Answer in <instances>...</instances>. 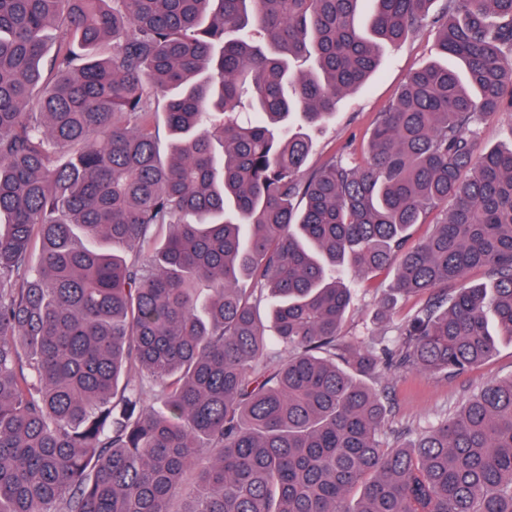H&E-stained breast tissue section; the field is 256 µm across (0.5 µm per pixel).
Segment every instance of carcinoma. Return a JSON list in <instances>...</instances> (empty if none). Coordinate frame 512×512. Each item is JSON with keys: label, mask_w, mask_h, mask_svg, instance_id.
<instances>
[{"label": "carcinoma", "mask_w": 512, "mask_h": 512, "mask_svg": "<svg viewBox=\"0 0 512 512\" xmlns=\"http://www.w3.org/2000/svg\"><path fill=\"white\" fill-rule=\"evenodd\" d=\"M435 2L0 0V512H512V377L386 428L399 373L512 338V145L474 158L512 0ZM428 26L461 69L309 168L295 124ZM389 266L378 316L424 302L394 348L343 341L346 268Z\"/></svg>", "instance_id": "obj_1"}]
</instances>
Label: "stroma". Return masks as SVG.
<instances>
[{
	"instance_id": "35a3bbf8",
	"label": "stroma",
	"mask_w": 512,
	"mask_h": 512,
	"mask_svg": "<svg viewBox=\"0 0 512 512\" xmlns=\"http://www.w3.org/2000/svg\"><path fill=\"white\" fill-rule=\"evenodd\" d=\"M434 30H425L396 47L385 48L379 71L363 86L339 98L336 116L327 125L311 130L313 149L309 166L322 165L331 157L349 153L363 161V145L379 112L395 100L409 75L420 66L437 59ZM346 282L353 302L342 324L341 333L362 346L391 342L396 326L420 304L412 296L401 300L390 319L376 317L379 300L391 284V276L379 273L366 278L351 273ZM512 377V342L500 340L495 354L477 369L451 378L415 371L397 375L391 383L392 426H424L444 413L456 410L485 381Z\"/></svg>"
}]
</instances>
